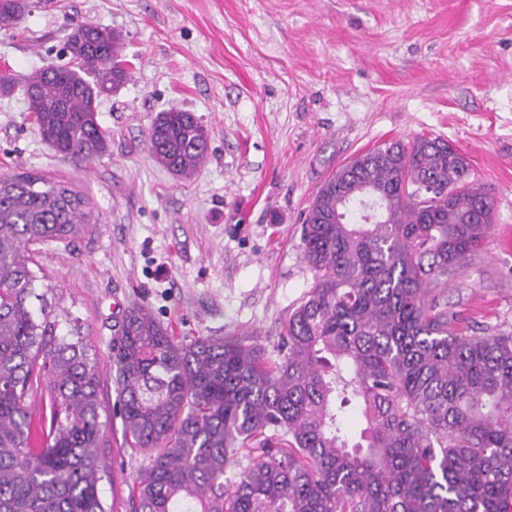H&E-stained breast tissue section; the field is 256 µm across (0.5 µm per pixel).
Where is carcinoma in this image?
I'll return each instance as SVG.
<instances>
[{"label":"carcinoma","mask_w":512,"mask_h":512,"mask_svg":"<svg viewBox=\"0 0 512 512\" xmlns=\"http://www.w3.org/2000/svg\"><path fill=\"white\" fill-rule=\"evenodd\" d=\"M26 0H0V30ZM63 64L0 72L63 158L107 152L100 99L131 78L121 36L70 24ZM192 112H161L151 158L189 178L208 156ZM440 138L396 140L339 168L303 221L313 283L277 355L249 335L177 339L142 307L112 341L124 437L148 454L131 512H512V333L468 335L449 283L483 251L485 188ZM380 196L367 212L359 197ZM71 183L0 174V512H107L109 447L86 337L59 329L25 245L74 238ZM355 405L363 427L350 436ZM255 455L235 474L239 455Z\"/></svg>","instance_id":"cac0c4a2"}]
</instances>
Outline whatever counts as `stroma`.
Listing matches in <instances>:
<instances>
[{
	"mask_svg": "<svg viewBox=\"0 0 512 512\" xmlns=\"http://www.w3.org/2000/svg\"><path fill=\"white\" fill-rule=\"evenodd\" d=\"M0 30V70L58 61L69 19L120 33L130 80L102 98L105 156L65 159L23 100L0 98V173L21 165L72 183L88 223L28 245L61 325L79 321L98 358L114 512L145 459L124 439L108 356L121 321L148 308L176 337L254 335L274 351L309 291L302 221L356 155L425 135L451 143L494 204L483 252L448 291L464 333H512V0H28ZM210 132L187 180L149 155L164 110Z\"/></svg>",
	"mask_w": 512,
	"mask_h": 512,
	"instance_id": "obj_1",
	"label": "stroma"
}]
</instances>
